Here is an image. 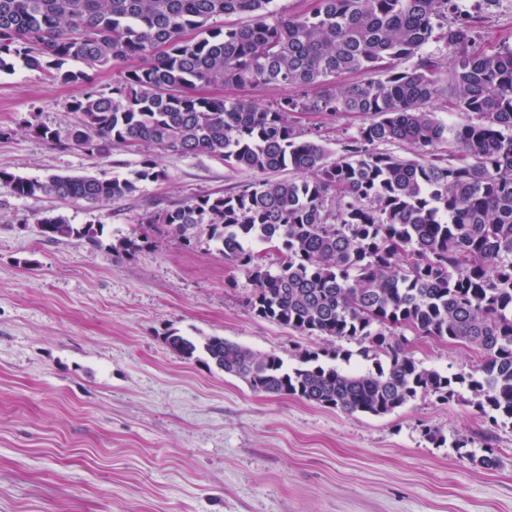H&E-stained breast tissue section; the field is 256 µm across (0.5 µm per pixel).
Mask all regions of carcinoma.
Masks as SVG:
<instances>
[{
    "label": "carcinoma",
    "instance_id": "obj_1",
    "mask_svg": "<svg viewBox=\"0 0 512 512\" xmlns=\"http://www.w3.org/2000/svg\"><path fill=\"white\" fill-rule=\"evenodd\" d=\"M271 3L0 0V71L20 59L53 80L86 85L69 136L85 152L146 145L259 173L238 193L192 198L144 223L188 244L206 234L244 267L251 313L303 335L357 339L373 368L343 371L314 351L287 366L222 336H166L180 357L202 358L256 393L349 414L385 416L420 394L448 402L457 378L421 367L391 340L392 329L406 327L475 347L468 389L476 407L493 426L512 424V48L474 49L470 18L454 13L455 0H310L295 16ZM231 16L249 23L208 26ZM436 31L450 50L448 66L422 57L398 68ZM117 57L141 65L119 72L108 95L83 71L57 72L65 60L102 69ZM353 73L365 78L335 81ZM224 84L302 93L263 108L247 97L195 92ZM438 103L457 121H439ZM302 113L363 122L332 161L324 145L300 139L291 117ZM396 141L419 157L376 150ZM284 170L288 177H273ZM162 176L148 155L133 180L0 170V183L16 197L106 206ZM37 223L49 241L103 246L100 224L58 214ZM248 240L273 245L277 271L245 249ZM139 248L137 237L108 244L119 255Z\"/></svg>",
    "mask_w": 512,
    "mask_h": 512
}]
</instances>
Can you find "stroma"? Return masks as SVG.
<instances>
[{"label": "stroma", "instance_id": "obj_1", "mask_svg": "<svg viewBox=\"0 0 512 512\" xmlns=\"http://www.w3.org/2000/svg\"><path fill=\"white\" fill-rule=\"evenodd\" d=\"M478 49L512 46V0H459ZM83 85L16 64L0 71V170L133 178L143 156L164 175L105 207L13 196L0 184V512H512V426H489L460 387L438 403L418 395L386 416L348 414L243 381L167 346L176 332L221 336L286 364L308 350L369 368L351 339L304 336L254 316L245 270L207 238L150 233L133 255L108 243L140 232L146 213L256 180L205 153L114 147L90 154L25 130L66 135ZM348 115H297L302 139L339 154ZM53 212L103 227V247L44 239ZM407 352L451 376L474 350L400 328ZM439 432L430 442L426 429ZM468 456H461L459 442ZM497 450L487 469L476 457Z\"/></svg>", "mask_w": 512, "mask_h": 512}]
</instances>
